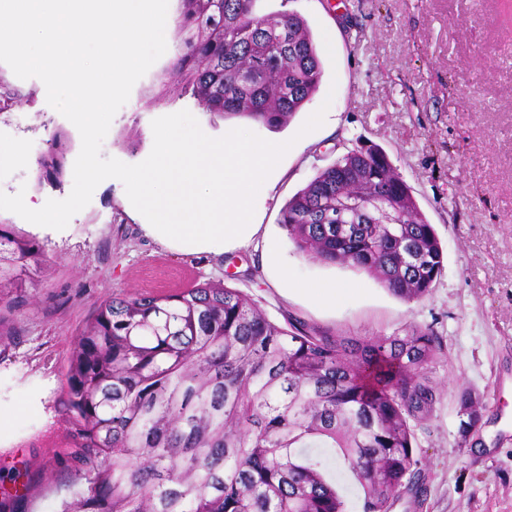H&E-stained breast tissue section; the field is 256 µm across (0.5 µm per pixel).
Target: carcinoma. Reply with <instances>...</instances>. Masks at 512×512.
<instances>
[{
    "label": "carcinoma",
    "mask_w": 512,
    "mask_h": 512,
    "mask_svg": "<svg viewBox=\"0 0 512 512\" xmlns=\"http://www.w3.org/2000/svg\"><path fill=\"white\" fill-rule=\"evenodd\" d=\"M256 0H181L186 52L164 93L191 89L205 105L268 128L310 100L321 64L306 21L259 16ZM69 134L35 161L36 183L66 174ZM360 210L336 223V203ZM297 249L365 271L405 300L427 295L443 252L410 187L377 147H356L321 170L282 212ZM35 239L0 224V312L42 265ZM445 355L432 328L346 336L270 319L244 293L196 284L98 303L68 357L63 402L84 488L62 512H347L330 478L346 468L362 512H388L418 483L412 426L442 392L429 366ZM463 431L488 410L469 387L455 394Z\"/></svg>",
    "instance_id": "cac0c4a2"
}]
</instances>
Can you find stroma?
Returning a JSON list of instances; mask_svg holds the SVG:
<instances>
[{
	"instance_id": "obj_1",
	"label": "stroma",
	"mask_w": 512,
	"mask_h": 512,
	"mask_svg": "<svg viewBox=\"0 0 512 512\" xmlns=\"http://www.w3.org/2000/svg\"><path fill=\"white\" fill-rule=\"evenodd\" d=\"M180 7L171 0L167 50L114 116L102 156L142 162L153 147L152 121L184 109L214 138L244 128L293 140L256 197L261 233L297 280L353 290L325 304L284 295L266 253L252 245L171 253L144 234V216L116 179L100 183L65 229L37 226L22 201L62 200L73 186L68 175L36 187L37 153L57 130H78L48 105L41 80L18 78L0 62V92L11 98L0 112V141L19 144L27 157L0 166V223L35 238L46 256L4 315L0 494L31 484L29 512H56L66 495L75 466L64 374L95 306L114 295H166L211 281L245 293L279 323L299 318L357 336L432 327L446 348L431 366L443 399L414 429L421 489H401L389 512H512V433L491 434L497 412L462 431L454 400L468 386L484 403L512 411V0H257L256 14L306 20L322 67L318 91L277 130L209 111L189 91L157 101L163 71L184 50ZM328 98L333 110L323 125L299 136ZM361 145L385 152L438 234L443 270L423 298L400 299L354 267L318 262L280 223L298 191Z\"/></svg>"
}]
</instances>
